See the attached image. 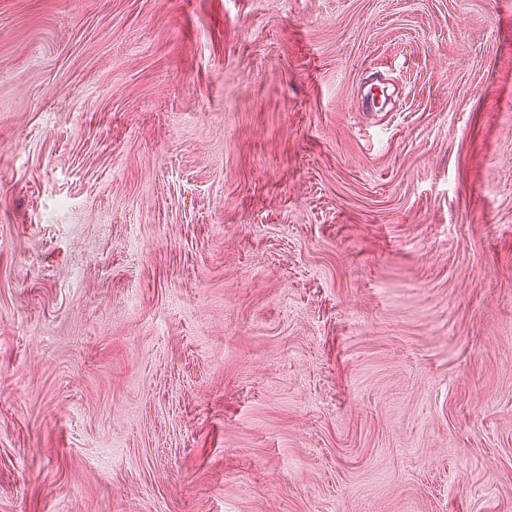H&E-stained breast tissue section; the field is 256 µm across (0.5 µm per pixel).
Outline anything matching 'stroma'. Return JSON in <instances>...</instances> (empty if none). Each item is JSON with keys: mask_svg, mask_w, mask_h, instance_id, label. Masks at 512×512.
Segmentation results:
<instances>
[{"mask_svg": "<svg viewBox=\"0 0 512 512\" xmlns=\"http://www.w3.org/2000/svg\"><path fill=\"white\" fill-rule=\"evenodd\" d=\"M0 512H512V0H0Z\"/></svg>", "mask_w": 512, "mask_h": 512, "instance_id": "35a3bbf8", "label": "stroma"}]
</instances>
